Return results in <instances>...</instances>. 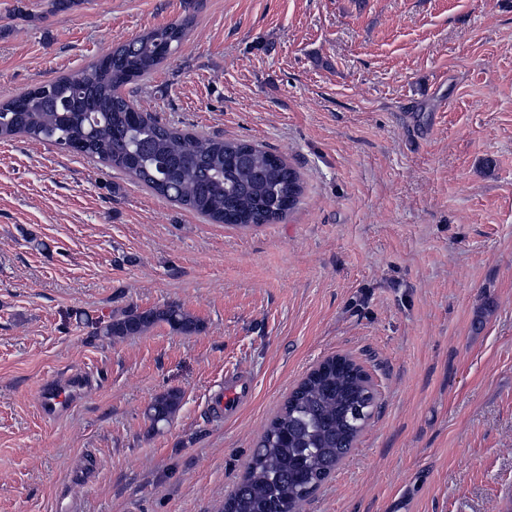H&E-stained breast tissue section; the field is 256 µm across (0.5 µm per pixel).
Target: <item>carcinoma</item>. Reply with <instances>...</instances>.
<instances>
[{
	"label": "carcinoma",
	"mask_w": 512,
	"mask_h": 512,
	"mask_svg": "<svg viewBox=\"0 0 512 512\" xmlns=\"http://www.w3.org/2000/svg\"><path fill=\"white\" fill-rule=\"evenodd\" d=\"M185 21L147 32L86 67L0 104V139L23 134L119 168L156 194L216 224H271L300 202L303 182L284 156L244 140L190 133L139 111L124 89L153 73L182 44ZM158 323L182 334L199 322L178 304L128 308L95 323L110 340ZM311 373L268 424L224 512H300L336 470L372 417L376 397L350 357ZM182 393L156 396L150 427L169 422Z\"/></svg>",
	"instance_id": "1"
}]
</instances>
